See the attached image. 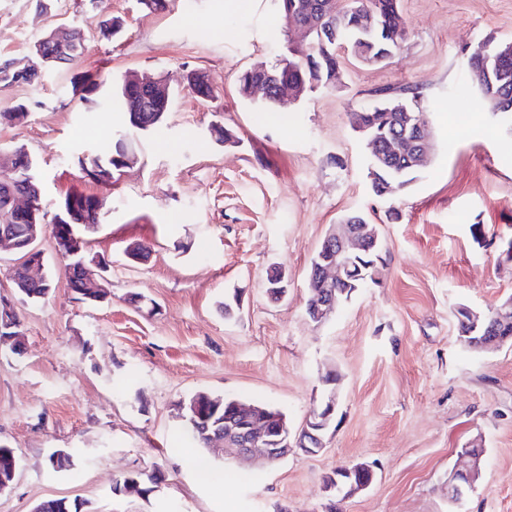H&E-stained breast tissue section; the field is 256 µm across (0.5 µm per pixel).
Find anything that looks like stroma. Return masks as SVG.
Instances as JSON below:
<instances>
[{
    "label": "stroma",
    "mask_w": 512,
    "mask_h": 512,
    "mask_svg": "<svg viewBox=\"0 0 512 512\" xmlns=\"http://www.w3.org/2000/svg\"><path fill=\"white\" fill-rule=\"evenodd\" d=\"M171 0L148 13L137 0H0V57L27 62L34 39L65 25L84 48L66 72L37 86L0 90V147H24L48 213L66 196L101 202L88 253L107 258L110 295L89 304L68 288L50 232L38 241L53 280L47 298L18 303L23 354L0 349V444L19 459L0 512H32L47 498L83 501L88 512H327L324 478L372 465L373 484L340 512H448V475L461 448L483 447L482 476L458 512H512V347L463 348L454 310L484 311L512 296V126L466 83L462 58L480 44L512 41V0H401L407 36L391 59L340 55L335 85L268 110L239 93L253 64L286 54L275 0ZM124 21L101 37L102 15ZM203 71L214 99L180 93L166 119L128 132L112 108L121 74H161L177 84ZM418 86L433 131L427 167L409 188L375 198L368 150L349 115L373 92ZM93 86L91 94L82 89ZM233 138L218 141L214 125ZM128 132L135 163L112 183L80 164ZM401 211L382 224V279L341 301L324 322L305 314L310 260L347 212ZM147 245L139 260L129 246ZM288 275V296L266 293V273ZM238 295L239 306L221 305ZM340 375L336 417L315 456L240 465L201 449L189 458L179 404L204 391L281 410L300 431ZM75 466L46 465L54 449ZM161 469L143 496L117 494L122 474Z\"/></svg>",
    "instance_id": "stroma-1"
}]
</instances>
